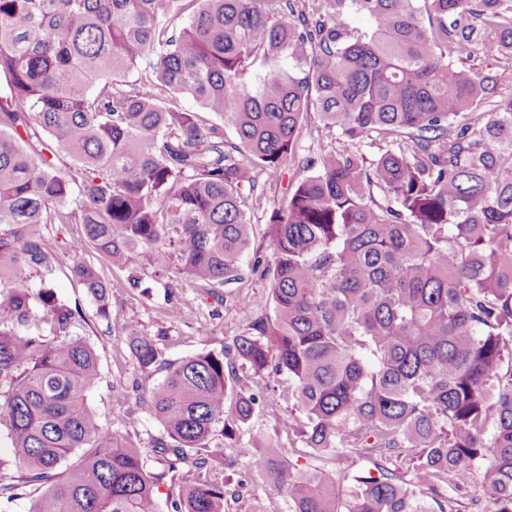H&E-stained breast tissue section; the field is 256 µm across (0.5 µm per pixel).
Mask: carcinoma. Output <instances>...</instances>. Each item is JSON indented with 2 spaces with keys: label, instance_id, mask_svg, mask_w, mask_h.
I'll return each instance as SVG.
<instances>
[{
  "label": "carcinoma",
  "instance_id": "cac0c4a2",
  "mask_svg": "<svg viewBox=\"0 0 512 512\" xmlns=\"http://www.w3.org/2000/svg\"><path fill=\"white\" fill-rule=\"evenodd\" d=\"M181 2L0 0V418L13 450L0 492L45 486L30 512H159V481L222 459L220 438L266 402L254 374L288 377L281 429L347 481L294 473L284 449L249 438L263 449L251 469L288 491L291 512H456L447 492L473 478L512 512V98L472 111L496 81L453 63L476 43L512 57V0H321L311 13L303 0H194L177 32ZM349 9L369 31L340 29ZM144 59L152 75L125 81ZM312 111L334 136L313 157L300 142ZM287 163L306 175L266 229L273 315L176 362L120 324L141 371L165 372L149 390L132 382L128 418L146 407L164 436L143 448L104 428L81 310L28 284L55 268L47 225H83L76 251L105 260L152 249L163 272L174 255L180 282L215 294L248 246L242 191ZM72 272L112 321L94 267L80 257ZM356 456L372 467L352 470ZM169 504L224 512V476Z\"/></svg>",
  "mask_w": 512,
  "mask_h": 512
}]
</instances>
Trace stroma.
Segmentation results:
<instances>
[{
	"instance_id": "obj_1",
	"label": "stroma",
	"mask_w": 512,
	"mask_h": 512,
	"mask_svg": "<svg viewBox=\"0 0 512 512\" xmlns=\"http://www.w3.org/2000/svg\"><path fill=\"white\" fill-rule=\"evenodd\" d=\"M460 64L482 75H494L500 95L512 96L511 58L489 56L476 49L462 56ZM298 178L299 173L292 166L276 181L258 174L255 190L243 193L251 228L240 279L225 284L218 298L201 288L176 289L175 297L183 308L179 321H172L164 310L166 281L155 275L153 252H144L135 264L127 265L108 262L99 258L93 249H86L85 259L91 261L112 288L113 313L122 321L136 325L140 335L154 340L163 358L169 361L220 351L224 344L246 334L250 321L257 314V305L266 301L270 289L269 278L253 272L252 267L256 259L269 257L266 226L272 212L285 204L290 187ZM48 233L56 246L58 264L47 281L58 297L79 305L85 320L78 334L95 350L99 360L100 382L90 392L89 401L97 407L102 426L127 430L142 447H150L164 434L160 423L146 410L139 413L137 422L126 418L130 404L126 386L133 379L142 378L139 365L119 328L98 316L94 299L71 272L74 247L82 238V227L52 224ZM134 276L141 277L142 287H130L129 280ZM246 297L252 299V306L243 305ZM291 409V404L284 399L256 409L239 442H226L224 456L234 463L229 471L230 478L243 481L244 486L240 496L225 498L224 512H253L257 507L262 512H290L287 492L270 487L257 473L249 471L243 449L253 435L274 439L282 448H289L290 441L280 423L288 418Z\"/></svg>"
}]
</instances>
